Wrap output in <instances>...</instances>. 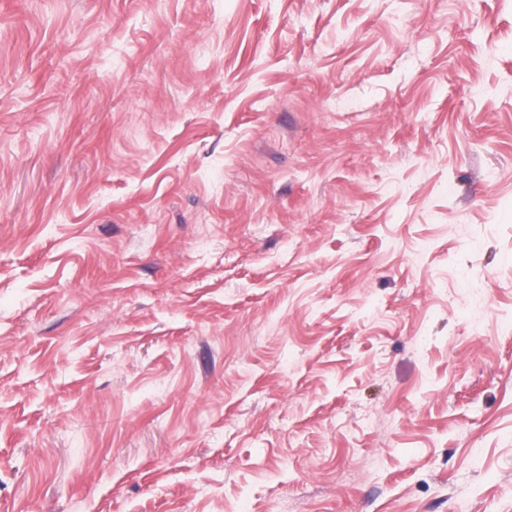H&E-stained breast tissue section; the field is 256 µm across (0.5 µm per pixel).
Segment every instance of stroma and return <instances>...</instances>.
<instances>
[{"instance_id":"stroma-1","label":"stroma","mask_w":512,"mask_h":512,"mask_svg":"<svg viewBox=\"0 0 512 512\" xmlns=\"http://www.w3.org/2000/svg\"><path fill=\"white\" fill-rule=\"evenodd\" d=\"M0 512H512V0H0Z\"/></svg>"}]
</instances>
